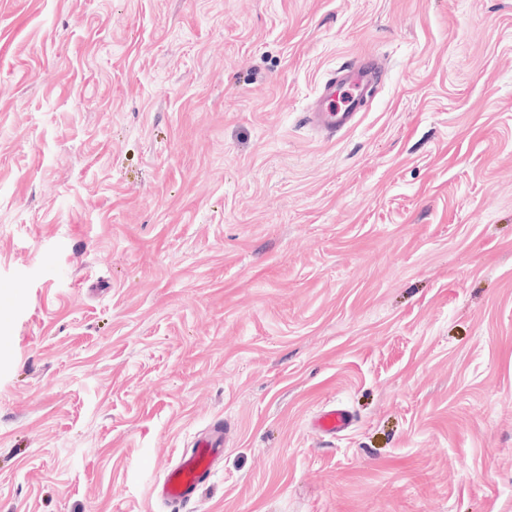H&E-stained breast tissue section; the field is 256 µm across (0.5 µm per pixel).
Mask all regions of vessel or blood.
Here are the masks:
<instances>
[{
  "instance_id": "1",
  "label": "vessel or blood",
  "mask_w": 512,
  "mask_h": 512,
  "mask_svg": "<svg viewBox=\"0 0 512 512\" xmlns=\"http://www.w3.org/2000/svg\"><path fill=\"white\" fill-rule=\"evenodd\" d=\"M385 69L377 56H362L344 63L323 82L311 107L305 112L306 124L318 135L332 139L353 129L368 90L377 84ZM353 418L346 409L331 405L320 409L312 421L320 436L335 438L348 432ZM224 455V426L215 424L200 436L191 450L179 455L177 462L153 486L157 499L185 512L199 490L210 482L214 464Z\"/></svg>"
}]
</instances>
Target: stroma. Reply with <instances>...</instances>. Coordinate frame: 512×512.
<instances>
[{
	"label": "stroma",
	"mask_w": 512,
	"mask_h": 512,
	"mask_svg": "<svg viewBox=\"0 0 512 512\" xmlns=\"http://www.w3.org/2000/svg\"><path fill=\"white\" fill-rule=\"evenodd\" d=\"M217 421L195 512H512V0H0V512ZM384 73L385 69L375 55L344 63L324 80L314 103L304 113L306 124L328 139L353 129L368 90ZM353 423L349 411L331 405L320 409L312 421V428L321 437L336 438L348 432Z\"/></svg>",
	"instance_id": "35a3bbf8"
}]
</instances>
